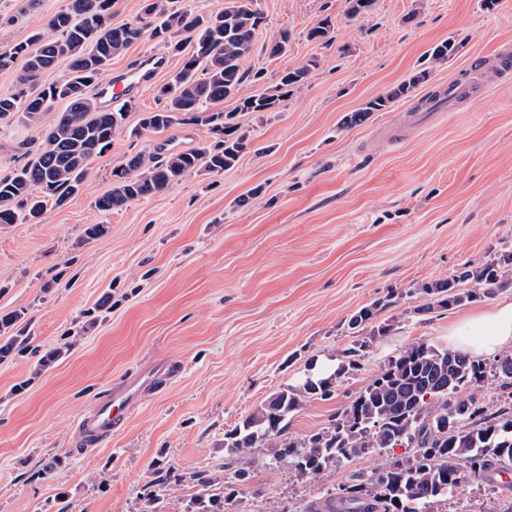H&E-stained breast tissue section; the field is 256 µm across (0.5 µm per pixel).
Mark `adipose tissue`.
Listing matches in <instances>:
<instances>
[{
    "instance_id": "obj_1",
    "label": "adipose tissue",
    "mask_w": 512,
    "mask_h": 512,
    "mask_svg": "<svg viewBox=\"0 0 512 512\" xmlns=\"http://www.w3.org/2000/svg\"><path fill=\"white\" fill-rule=\"evenodd\" d=\"M448 346L472 356L492 355L512 347V300L462 313L448 331Z\"/></svg>"
}]
</instances>
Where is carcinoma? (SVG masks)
I'll use <instances>...</instances> for the list:
<instances>
[{
  "instance_id": "obj_1",
  "label": "carcinoma",
  "mask_w": 512,
  "mask_h": 512,
  "mask_svg": "<svg viewBox=\"0 0 512 512\" xmlns=\"http://www.w3.org/2000/svg\"><path fill=\"white\" fill-rule=\"evenodd\" d=\"M115 0H68L47 26L54 36L35 34L27 41L0 46V69L19 58L24 65L17 89L0 93V120L18 118L37 124L62 102L65 108L44 133L37 147L21 144L27 162L0 177V224L40 223L47 206L61 207L81 190L92 162L112 143L124 114L100 105L90 91L112 58L122 54L145 34L187 53L182 68L160 88L162 108L147 112L141 127L163 133L174 125L204 126L217 136L209 147L165 155H134L127 168L112 173V190L95 206L102 212L119 209L164 191L169 185L204 170L221 174L235 165L246 147L245 135L232 122V113L213 111L205 103L233 96L247 77L242 64L250 55L262 16L257 0H227L224 11L197 14L169 7L162 0H143L136 23L112 25ZM374 0H347L345 17L357 20L371 12ZM456 51L444 41L429 57L441 63ZM69 75L50 78L61 60ZM428 70L413 74L386 95L369 100L346 116L345 124L358 125L371 113L387 109L427 80ZM310 68L282 73L275 91L265 90L240 99L241 112H272L282 94L307 84ZM512 262L502 256L455 279L422 285L421 310L452 307L501 284L502 270ZM470 281L473 286L462 288ZM378 303L359 309L348 327L358 332L373 320ZM364 345L345 351L344 360L329 374H308L301 384L284 388L224 436V444L240 455L254 448H272L261 465L285 466L298 474L316 477L329 468L348 466L362 455L375 454L384 462L374 472H353L339 486L341 495L328 491L321 502L306 507L315 512H425L427 506L449 493L474 483H485L494 473L512 468V355L492 363L418 339L404 347L346 405L330 416L320 431L297 438L290 435L291 418L306 399H328L337 378L359 369ZM498 382L495 403L480 402L479 394ZM404 447L408 452L388 455ZM200 487L186 512H224L251 480L244 468L234 472L232 484L219 492L205 473L193 475Z\"/></svg>"
}]
</instances>
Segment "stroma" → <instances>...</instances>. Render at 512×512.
Here are the masks:
<instances>
[{
    "instance_id": "obj_1",
    "label": "stroma",
    "mask_w": 512,
    "mask_h": 512,
    "mask_svg": "<svg viewBox=\"0 0 512 512\" xmlns=\"http://www.w3.org/2000/svg\"><path fill=\"white\" fill-rule=\"evenodd\" d=\"M66 0H0V44L47 30ZM265 20L245 79L221 110L233 112L247 148L221 174L192 175L165 191L104 214L95 200L112 172L140 151L194 150L206 128L176 125L156 135L140 127L164 104L159 90L183 64L169 56L125 108L112 145L93 162L79 195L48 209L38 224H0V316L18 313L23 344L0 360V512H184L203 471L223 486L248 466L252 479L227 512H303L349 473H368L376 455L317 477L231 454L224 435L309 365L338 364L362 346L357 371L330 399L294 414L296 437L328 417L415 339L448 345L460 311L512 299V267L476 300L422 311L420 285L452 279L512 253V76L485 70L487 97L408 131L392 142L412 99L365 122L345 115L430 69L437 84L478 55L512 49V0H375L347 21L346 0H258ZM330 21L328 39L308 31ZM291 40L270 56L281 29ZM458 50L432 64L442 41ZM309 66L308 83L283 94L272 112H239L238 99L274 87L280 73ZM42 124L0 122V175L21 167V140L40 143ZM100 224L98 237L85 236ZM381 302L371 327L348 320ZM387 335H374L376 326ZM62 355L43 363L45 353ZM164 358L179 373L132 412L105 446L75 449V420L113 382ZM165 495L148 501L159 479ZM428 512H512L500 479L449 493Z\"/></svg>"
}]
</instances>
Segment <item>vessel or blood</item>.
I'll list each match as a JSON object with an SVG mask.
<instances>
[{
	"label": "vessel or blood",
	"instance_id": "b4317fda",
	"mask_svg": "<svg viewBox=\"0 0 512 512\" xmlns=\"http://www.w3.org/2000/svg\"><path fill=\"white\" fill-rule=\"evenodd\" d=\"M166 56L158 53L143 55L133 71L114 77L100 86L98 93L107 106L115 107L135 99L145 82L164 70ZM486 85L475 70L464 71L461 76L439 84L428 94L418 98L412 106L415 113L437 111L440 103L456 108L471 100L483 97ZM175 368L168 363L145 366L116 382L103 396L96 399L91 408L81 413L77 420L80 438L79 449L99 447L112 434L124 429L129 415L148 394L157 392L173 377Z\"/></svg>",
	"mask_w": 512,
	"mask_h": 512
}]
</instances>
